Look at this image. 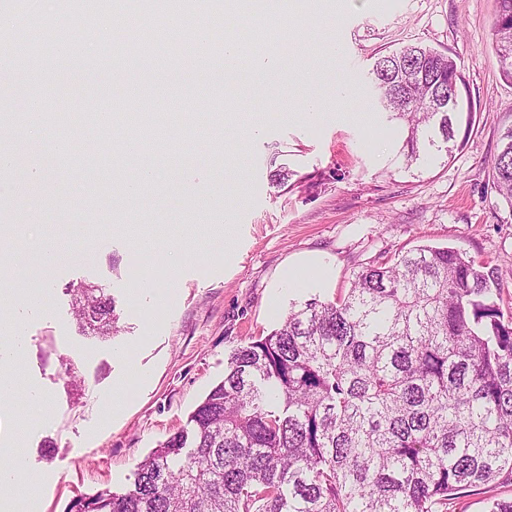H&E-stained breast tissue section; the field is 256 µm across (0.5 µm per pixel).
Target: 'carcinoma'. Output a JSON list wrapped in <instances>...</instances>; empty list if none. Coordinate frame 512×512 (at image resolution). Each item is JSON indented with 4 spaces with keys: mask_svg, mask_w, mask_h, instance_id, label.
Masks as SVG:
<instances>
[{
    "mask_svg": "<svg viewBox=\"0 0 512 512\" xmlns=\"http://www.w3.org/2000/svg\"><path fill=\"white\" fill-rule=\"evenodd\" d=\"M492 23L501 76L512 82V0ZM156 0L152 40L176 42ZM103 19L107 0H82ZM271 20L239 50L272 57ZM378 103L403 126L400 155L450 154L474 107L452 54L407 46L370 70ZM128 134L158 136L157 118L121 112ZM512 205V126L492 162ZM498 268L458 249L419 245L353 274L334 300L293 305L281 326L239 344L224 379L189 415L191 431L139 463L133 488L77 502L76 512H439L512 470V313L496 302ZM82 331H116L103 289H71Z\"/></svg>",
    "mask_w": 512,
    "mask_h": 512,
    "instance_id": "1",
    "label": "carcinoma"
}]
</instances>
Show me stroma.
Listing matches in <instances>:
<instances>
[{"mask_svg": "<svg viewBox=\"0 0 512 512\" xmlns=\"http://www.w3.org/2000/svg\"><path fill=\"white\" fill-rule=\"evenodd\" d=\"M337 8L333 25L314 12L306 18L316 37L302 45L300 90L326 98L348 80L354 92L344 111L323 113L312 129L273 106L288 96L282 84L225 81L212 42L195 46L188 75L181 44L128 55L146 32L78 25L58 0L42 17L61 45L0 76L8 85L0 123L21 128L28 103L40 101L42 151L56 150L61 134L70 139L44 192L0 207V222L23 227L6 253L12 298L0 303V337L16 326L24 336L19 358L0 350V374L13 385L0 398V448L26 461L29 478L17 492L30 512H68L77 497L104 489L124 494L140 461L186 427L223 380L233 348L280 327L292 303L345 293L360 267L417 245H448L502 271L499 303L512 311V207L488 194L491 161L512 125V83L492 45L496 0H339ZM326 41L335 56L324 54ZM413 43L455 54L476 112L451 157L423 156L408 172L400 134L374 110L368 78L375 58ZM118 67L133 77V107L162 117L179 101L215 125L222 104H239L242 114L224 138L197 143L183 131L135 160L116 131L92 136L56 123L61 112L111 111ZM141 164L156 182L134 209L136 223H104L115 180ZM281 168L289 178L279 186L271 174ZM221 186L234 203L225 214L213 201ZM62 235L71 258L42 274L40 245ZM143 241L152 251L141 263L134 254ZM308 258L327 268L326 282L284 287L288 269ZM82 282L113 298L112 336L81 332L69 290Z\"/></svg>", "mask_w": 512, "mask_h": 512, "instance_id": "stroma-1", "label": "stroma"}]
</instances>
